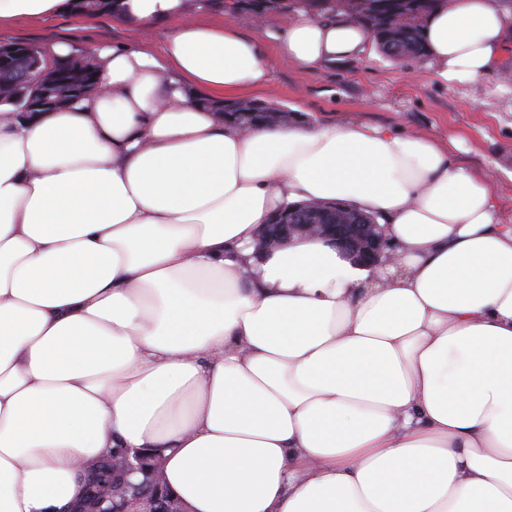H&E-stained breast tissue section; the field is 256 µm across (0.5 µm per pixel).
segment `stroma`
I'll list each match as a JSON object with an SVG mask.
<instances>
[{"instance_id":"stroma-1","label":"stroma","mask_w":512,"mask_h":512,"mask_svg":"<svg viewBox=\"0 0 512 512\" xmlns=\"http://www.w3.org/2000/svg\"><path fill=\"white\" fill-rule=\"evenodd\" d=\"M172 22L138 31L99 16L83 21L60 16L51 21L20 20L6 25L10 41L44 45L62 39L76 46L122 44L160 49ZM269 81L250 99L287 111L290 121L328 124L352 117L397 127L447 142L454 163L488 176L501 223L512 224V52L500 71L477 84L435 78L429 58L394 59L377 47L354 61L309 71L284 60L274 44L265 46Z\"/></svg>"}]
</instances>
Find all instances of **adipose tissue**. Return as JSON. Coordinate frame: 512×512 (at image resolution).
<instances>
[{
    "mask_svg": "<svg viewBox=\"0 0 512 512\" xmlns=\"http://www.w3.org/2000/svg\"><path fill=\"white\" fill-rule=\"evenodd\" d=\"M210 0H117L150 28ZM0 0V27L71 12ZM435 75L512 48L497 0H442ZM315 70L362 56L346 14L180 23L161 50L89 45L99 89L0 104V512H63L109 448L145 449L185 512H512V225L449 147L351 118L243 127L199 106L267 85L263 44ZM375 215L369 268L288 206ZM348 207V206H347ZM340 206L339 203L336 202H311L307 203L301 206L304 214L309 213L314 209L320 210L322 213L332 212L335 214L338 218L346 217L349 222H363V221H370V218L367 216H371L376 220V218L370 214H367L361 210L355 209V208H347ZM300 214V206H296L273 215L260 231L257 250L284 245L294 236L303 234L322 236L343 254L371 266L380 261L385 251L393 250L376 221L373 224H336V217L329 221V217L323 215L320 220L308 221Z\"/></svg>",
    "mask_w": 512,
    "mask_h": 512,
    "instance_id": "ef3b65f1",
    "label": "adipose tissue"
}]
</instances>
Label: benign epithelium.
<instances>
[{
    "instance_id": "benign-epithelium-1",
    "label": "benign epithelium",
    "mask_w": 512,
    "mask_h": 512,
    "mask_svg": "<svg viewBox=\"0 0 512 512\" xmlns=\"http://www.w3.org/2000/svg\"><path fill=\"white\" fill-rule=\"evenodd\" d=\"M82 94L83 90L73 80L58 74L56 68L43 60L38 46L0 43V102H19L23 104V112H42L64 107ZM303 234L322 236L343 254L371 266L389 250L387 239L377 223L338 224L326 215L317 221H309L301 215L298 206L276 213L263 225L257 250L283 245ZM112 471L125 478L134 472L143 475L142 494L138 500L149 503L145 512H182L178 500L164 487L157 456L124 449L119 454H112ZM82 512H131V501L114 500L107 506L105 501L95 498L85 504Z\"/></svg>"
}]
</instances>
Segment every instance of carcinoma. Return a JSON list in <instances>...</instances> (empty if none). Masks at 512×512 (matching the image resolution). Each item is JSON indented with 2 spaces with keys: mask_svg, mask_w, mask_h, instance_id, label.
I'll return each mask as SVG.
<instances>
[{
  "mask_svg": "<svg viewBox=\"0 0 512 512\" xmlns=\"http://www.w3.org/2000/svg\"><path fill=\"white\" fill-rule=\"evenodd\" d=\"M301 8H314L321 13L342 11L366 27L372 34L379 50L390 57L400 59H419L426 56L427 49L424 31L429 15L440 0H291ZM114 0H77L75 7L82 14L90 16L104 15ZM248 4L255 11L266 13L283 7V0H232L224 7L233 9ZM226 112H271L273 108L258 101L245 104L237 102L224 106ZM317 209L323 213L334 212L337 217H345L349 222L369 220L367 213L342 207L336 202H311L302 205L309 213ZM112 463L100 459L89 474L84 496L112 493Z\"/></svg>",
  "mask_w": 512,
  "mask_h": 512,
  "instance_id": "carcinoma-1",
  "label": "carcinoma"
}]
</instances>
